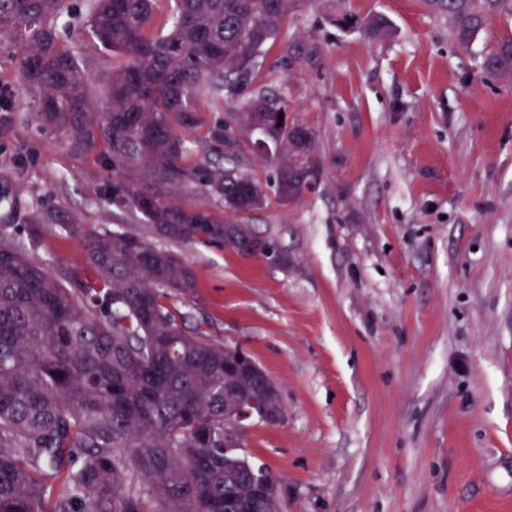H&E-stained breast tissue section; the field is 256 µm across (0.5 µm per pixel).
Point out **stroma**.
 Here are the masks:
<instances>
[{
  "label": "stroma",
  "instance_id": "35a3bbf8",
  "mask_svg": "<svg viewBox=\"0 0 512 512\" xmlns=\"http://www.w3.org/2000/svg\"><path fill=\"white\" fill-rule=\"evenodd\" d=\"M91 4L73 0L57 32L101 105L114 59L85 28ZM368 16L387 37L365 35ZM510 34L495 14L464 49L422 0H295L259 58L255 86L314 129L321 175L242 217L288 267L183 248L198 288L176 306L277 384L286 418L252 423L245 451L278 477L282 512H512V76L481 69ZM0 91V184L27 209L146 234L112 202L106 145L76 153L25 121L37 98L4 36ZM30 257L86 272L59 232Z\"/></svg>",
  "mask_w": 512,
  "mask_h": 512
}]
</instances>
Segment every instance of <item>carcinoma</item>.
<instances>
[{
    "mask_svg": "<svg viewBox=\"0 0 512 512\" xmlns=\"http://www.w3.org/2000/svg\"><path fill=\"white\" fill-rule=\"evenodd\" d=\"M69 2L0 0V36L18 43L20 81L39 95L33 119L75 150L108 147L123 177L112 202L140 214L148 236L88 229L55 209L20 215L25 245L4 241L10 225H0V512H269L279 479L225 446L224 402L249 395L271 406L274 394L256 375L224 385V347L204 321L187 332L173 304L196 294L194 269L156 242L261 254L266 237L240 216L267 194L241 166L239 130L267 140L281 202L318 176L315 132L288 121L286 98L262 88L243 97L293 0H173L166 33L153 27L156 0H94L87 32L119 59L103 110L57 39ZM423 2L448 15L462 48L491 12L512 13V0ZM482 68L512 76V36ZM202 94L242 103L208 123ZM202 126L194 157L184 132ZM183 189L220 200L230 217L177 201ZM57 230L85 251L89 274L76 288L25 253ZM253 472L266 493L247 492Z\"/></svg>",
    "mask_w": 512,
    "mask_h": 512,
    "instance_id": "1",
    "label": "carcinoma"
}]
</instances>
